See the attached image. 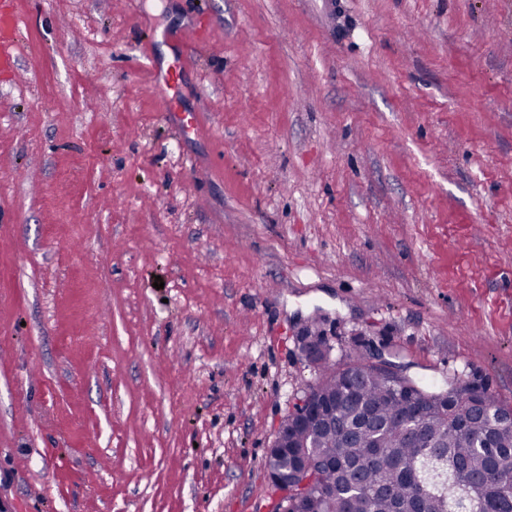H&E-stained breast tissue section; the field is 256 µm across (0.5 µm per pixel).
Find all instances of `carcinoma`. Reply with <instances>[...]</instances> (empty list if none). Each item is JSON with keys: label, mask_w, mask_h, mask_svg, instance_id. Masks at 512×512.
I'll return each instance as SVG.
<instances>
[{"label": "carcinoma", "mask_w": 512, "mask_h": 512, "mask_svg": "<svg viewBox=\"0 0 512 512\" xmlns=\"http://www.w3.org/2000/svg\"><path fill=\"white\" fill-rule=\"evenodd\" d=\"M319 366L312 395L335 403L331 424L296 425V441L268 469L288 482V512H512V404L482 385L394 391L355 352Z\"/></svg>", "instance_id": "cac0c4a2"}]
</instances>
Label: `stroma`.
<instances>
[{"label": "stroma", "mask_w": 512, "mask_h": 512, "mask_svg": "<svg viewBox=\"0 0 512 512\" xmlns=\"http://www.w3.org/2000/svg\"><path fill=\"white\" fill-rule=\"evenodd\" d=\"M0 495L275 512L293 336L512 402V0H12ZM197 35L182 134L158 33ZM163 288H154L155 279Z\"/></svg>", "instance_id": "35a3bbf8"}]
</instances>
